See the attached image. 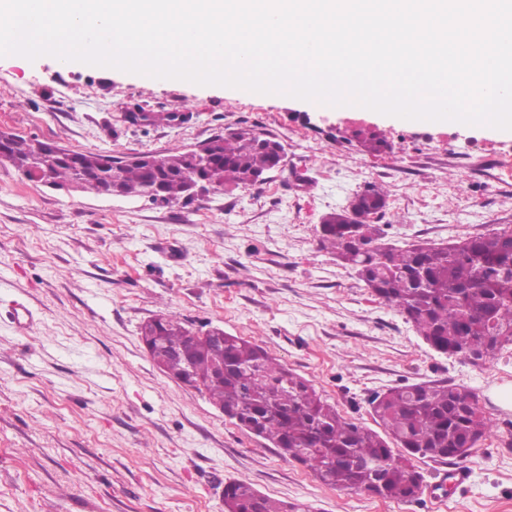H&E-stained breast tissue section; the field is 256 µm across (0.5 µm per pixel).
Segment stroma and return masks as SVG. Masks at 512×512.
Returning a JSON list of instances; mask_svg holds the SVG:
<instances>
[{"label":"stroma","instance_id":"1","mask_svg":"<svg viewBox=\"0 0 512 512\" xmlns=\"http://www.w3.org/2000/svg\"><path fill=\"white\" fill-rule=\"evenodd\" d=\"M183 111L181 122L163 121ZM240 127L279 141L263 182L164 206L21 181L0 161V512H224L250 483L311 512H512V346L483 368L428 347L317 228L382 187L387 242H449L512 225V133L405 124L367 109L0 57V129L77 151L166 154ZM383 133L389 153L362 151ZM159 314L256 341L356 423L372 393L426 381L474 389L493 421L465 466L416 460L403 503L334 489L160 371L140 328Z\"/></svg>","mask_w":512,"mask_h":512}]
</instances>
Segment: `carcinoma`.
Listing matches in <instances>:
<instances>
[{
  "label": "carcinoma",
  "mask_w": 512,
  "mask_h": 512,
  "mask_svg": "<svg viewBox=\"0 0 512 512\" xmlns=\"http://www.w3.org/2000/svg\"><path fill=\"white\" fill-rule=\"evenodd\" d=\"M370 153L392 149L380 133L362 141ZM207 164L225 188L246 187L276 170L284 146L240 128L207 140ZM60 157L36 138L16 137L0 159L19 172H43L55 185H80L100 168L106 152L73 151ZM196 169L186 151L143 154L137 163L112 157L100 187L138 193L156 184L167 205L187 199V176ZM386 192L370 187L358 204L382 213ZM320 248L354 270L359 280L412 324L433 350L473 365L512 346V227L466 236L453 243L383 241L377 224H351L344 211L328 214L317 229ZM173 314L145 323L140 338L168 375L189 377L224 416L269 441L285 460L310 469L332 488L375 491L382 499L411 502L423 492L413 459L464 460L492 428L472 389L443 382L391 387L369 405L377 432L342 415L304 377L261 345L224 334V349L203 341ZM224 364L219 376L216 365ZM224 512H309L306 506L261 495L243 481L224 485Z\"/></svg>",
  "instance_id": "carcinoma-1"
}]
</instances>
